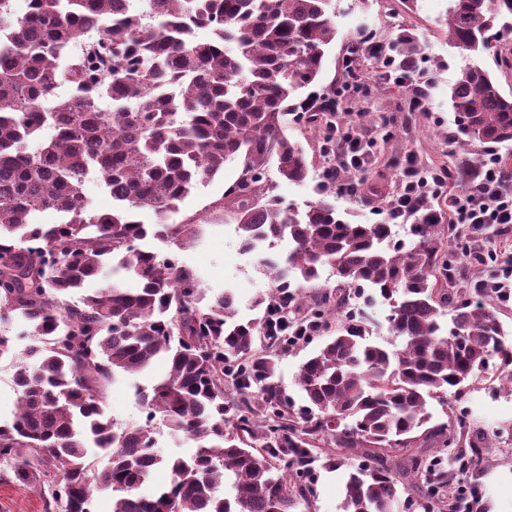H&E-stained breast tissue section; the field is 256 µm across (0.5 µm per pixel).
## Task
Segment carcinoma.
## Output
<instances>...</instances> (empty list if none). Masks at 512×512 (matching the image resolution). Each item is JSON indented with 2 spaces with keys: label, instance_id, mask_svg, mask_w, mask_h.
Masks as SVG:
<instances>
[{
  "label": "carcinoma",
  "instance_id": "carcinoma-1",
  "mask_svg": "<svg viewBox=\"0 0 512 512\" xmlns=\"http://www.w3.org/2000/svg\"><path fill=\"white\" fill-rule=\"evenodd\" d=\"M0 0V362L18 398L0 422V483L47 488L45 512H309L314 464L348 468L342 512H482L465 491L512 422L488 430L461 408L484 382L512 394V342L483 280L457 287L466 230L413 225L409 244L392 225L354 224L324 198L300 211L274 194L267 172L303 184L310 162L284 118L318 80L336 41L333 0ZM512 20V0H452L440 26L475 61L448 99L453 141L512 143V95L477 59L512 71V48L493 43ZM208 27L212 37L195 39ZM84 30L96 43L69 58ZM420 43L407 29L386 43L347 40L345 67L373 61L416 72ZM340 103L309 110L323 156L336 151ZM238 162L218 216L236 225L239 246L260 256L278 286L256 297L259 319H243L230 289L208 298L178 252L205 225L174 221L200 184ZM483 158L456 164L469 189ZM93 176L112 197L99 212L85 195ZM332 188L353 192L357 172ZM58 212L57 224L36 215ZM149 212L154 222L138 219ZM151 238L166 250L143 246ZM287 241L278 259L262 246ZM112 261V285L70 301ZM339 288L307 300L302 283L324 269ZM389 305L390 346L367 341L368 319L351 292ZM336 335L298 367L306 405L293 409L275 381L277 352L296 330ZM270 351L254 353L257 336ZM157 358L166 375L137 390L142 422L105 415L106 390ZM448 422L429 425L431 402ZM197 443L188 459L153 447V422ZM356 462L349 463L350 459ZM165 464L166 490L145 494Z\"/></svg>",
  "mask_w": 512,
  "mask_h": 512
}]
</instances>
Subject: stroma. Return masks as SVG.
Segmentation results:
<instances>
[{"label": "stroma", "instance_id": "obj_1", "mask_svg": "<svg viewBox=\"0 0 512 512\" xmlns=\"http://www.w3.org/2000/svg\"><path fill=\"white\" fill-rule=\"evenodd\" d=\"M449 5V0H336L338 35L325 52L314 86L317 93L337 90L346 84L344 46L349 37L361 30L371 31L377 40L383 41L398 29L408 28L417 35L422 47L415 84L425 91V112L402 111L404 87L389 79L378 65L370 63L357 72L358 82L369 86L373 95L365 99L358 93H349L347 111L340 120L353 125L367 145L364 183L357 193L339 192L329 197L337 211L352 222L373 224L383 220L384 213L373 190L381 187L392 194L399 189L402 170L395 167L396 159L413 157L416 166L423 169L441 168L459 160L453 152L456 123L448 105V90L465 65L467 55L449 41L439 26ZM285 125L289 137L302 140L313 171L302 186L278 181L276 193L284 204L301 209L317 199L323 188L326 163L298 112H289ZM236 178V166L226 165L223 172L181 203L179 219H196L206 223L207 228L204 243L180 252L179 258L197 271L210 292L233 289L243 318H258L262 312L254 308L253 301L258 294L273 288L274 282L266 267L259 264V257L239 251L235 226L213 218L215 204L223 199ZM164 370V364L158 363L147 374L121 378L111 384L105 399L106 414L121 422L142 420L136 389ZM464 405L473 420L484 427L512 420V395L493 391L486 385L471 388ZM344 475L341 468H319L312 512H341ZM475 483L482 495L484 512H512V438L491 450L475 472Z\"/></svg>", "mask_w": 512, "mask_h": 512}]
</instances>
